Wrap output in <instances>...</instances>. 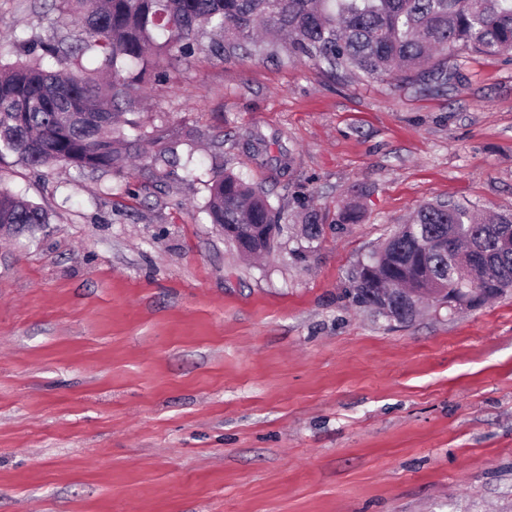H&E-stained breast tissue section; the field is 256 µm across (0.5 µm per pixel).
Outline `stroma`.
Wrapping results in <instances>:
<instances>
[{"mask_svg": "<svg viewBox=\"0 0 512 512\" xmlns=\"http://www.w3.org/2000/svg\"><path fill=\"white\" fill-rule=\"evenodd\" d=\"M57 28L81 37L64 0H0V61ZM458 63L436 87L198 52L146 86L125 175L0 155L50 217L0 230V512H512V295L404 324L349 296L419 205L512 213V52ZM222 169L323 237L240 258L203 212ZM298 204L301 210L303 238L312 242L318 239L322 233V216L316 209L305 206L304 203L301 202H298Z\"/></svg>", "mask_w": 512, "mask_h": 512, "instance_id": "stroma-1", "label": "stroma"}]
</instances>
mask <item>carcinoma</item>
<instances>
[{"mask_svg": "<svg viewBox=\"0 0 512 512\" xmlns=\"http://www.w3.org/2000/svg\"><path fill=\"white\" fill-rule=\"evenodd\" d=\"M84 37L78 44L55 32L20 45L28 58L0 64V152L14 153L24 164H63L81 173H123L129 151L143 136L137 123L128 139L119 117L134 112L143 85L160 63L188 58L202 37L209 51L224 53L282 48L288 60H307L332 71L366 77L395 76L409 84L445 86L455 77L461 52L502 54L512 51V0H66ZM100 58L96 72L80 56ZM205 212L213 224L235 237H249L253 224L277 225L285 232L282 207L270 192L232 172L208 183ZM303 238L322 233V216L300 205ZM49 223L39 205L0 192V227L23 228ZM512 226V214L481 222L454 201L420 206L409 224L392 233L357 273L351 296L374 308L390 291L396 309L384 316L413 320L417 303L442 290L462 287L448 274L454 256L474 252L478 274L489 275V291L480 303L512 290V255H501L495 242ZM444 237L441 250L426 241Z\"/></svg>", "mask_w": 512, "mask_h": 512, "instance_id": "1", "label": "carcinoma"}]
</instances>
